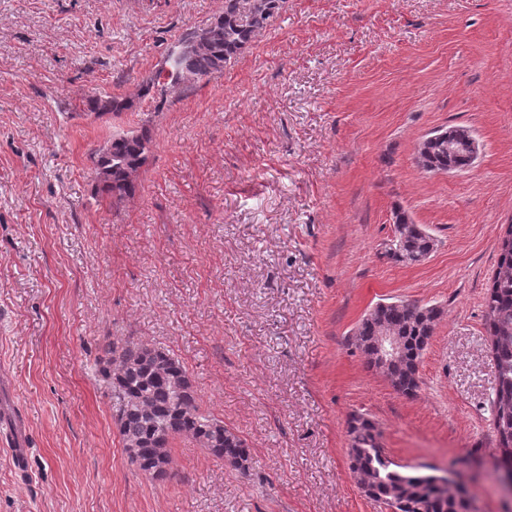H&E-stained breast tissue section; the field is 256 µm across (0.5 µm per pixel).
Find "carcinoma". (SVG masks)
Returning a JSON list of instances; mask_svg holds the SVG:
<instances>
[{"label": "carcinoma", "instance_id": "cac0c4a2", "mask_svg": "<svg viewBox=\"0 0 512 512\" xmlns=\"http://www.w3.org/2000/svg\"><path fill=\"white\" fill-rule=\"evenodd\" d=\"M283 0H224V12L209 24L190 28L181 38L200 31L199 40L184 48L170 70L159 71L145 87L192 88L203 79L224 71L263 28ZM100 113L118 115L129 107L127 100L111 95L94 99ZM456 143L435 140L425 145L420 166L434 173L471 166L469 129L453 128ZM151 138L147 130H130L112 137L95 153L94 172L98 190L112 196L131 195L135 177L147 159ZM401 229L396 261L413 264L417 256L434 247V240L408 215L398 212ZM485 307L493 316L495 343L492 349L497 388L491 400L492 425L497 447L512 456V247L499 248L497 269L487 288ZM432 315L424 307L394 301L364 318L356 329L359 348L370 366L382 371L391 386L403 395L419 388V366L428 338ZM401 338V359L383 366L372 349L382 330ZM95 366L107 383L112 410L124 451L138 469L151 477L166 475L171 464L169 448L176 438L194 442L230 466L247 471L249 450L224 421L203 411L185 366L169 351L142 342L104 343ZM350 469L365 495L384 509L396 512H473V502L463 488L451 489L453 480L436 483L433 475L401 470L380 448V431L362 415L348 425Z\"/></svg>", "mask_w": 512, "mask_h": 512}]
</instances>
